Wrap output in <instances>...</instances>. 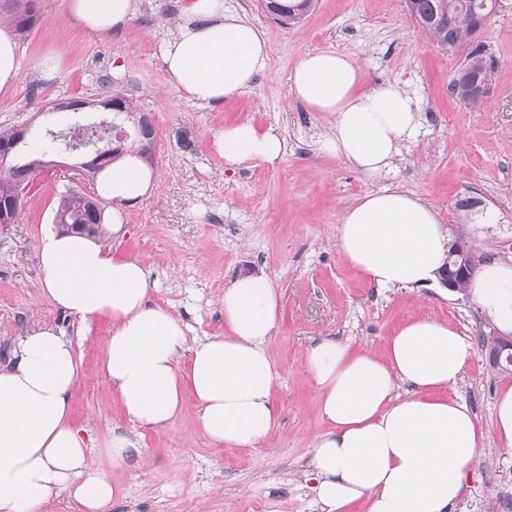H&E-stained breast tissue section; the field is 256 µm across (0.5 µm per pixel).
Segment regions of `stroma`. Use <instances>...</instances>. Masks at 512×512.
Masks as SVG:
<instances>
[{"instance_id": "obj_1", "label": "stroma", "mask_w": 512, "mask_h": 512, "mask_svg": "<svg viewBox=\"0 0 512 512\" xmlns=\"http://www.w3.org/2000/svg\"><path fill=\"white\" fill-rule=\"evenodd\" d=\"M32 2L38 20L18 43L21 68L15 91L0 94V127H28L35 139L65 125L47 115L50 103L83 102L80 114L91 118L98 102L117 92L148 114L157 133L158 185L130 208L117 247L142 262L153 300L177 313L194 338L223 333L230 275L261 267L273 275L281 294L271 343L280 426L256 449L216 448L189 406L167 429L136 432L101 370L111 321L82 329L41 287L37 247L55 228L59 193L90 192L95 184L74 177L78 158L65 150L50 154L33 179L18 223L0 230V362L33 328L50 325L71 338L79 376L70 414L95 438L93 461L117 485L108 512H266L271 501L278 512H309L312 493L299 466L325 428L318 393L299 372L309 342L333 336L379 354L395 327L415 315L446 321L473 341L490 323L451 291L372 287L340 255L336 226L366 192L396 187L432 205L455 244L489 259L512 255V12L477 36L496 70L473 108L448 91L464 52L448 53L418 33L404 0H316L288 28L264 0H225L232 13L266 31L270 64L245 94L209 107L176 89L160 55L184 0H136L129 24L103 37L77 25L68 0ZM319 50L348 54L366 85L402 80L415 99L420 133L388 175L369 178L318 152L316 141L333 119L296 100L288 76L302 54ZM44 66L55 69V79L42 78ZM242 120L280 127L286 151L277 166L225 167L211 135ZM466 198L475 206L464 214L457 204ZM510 383L512 375L492 369L486 349L476 348L457 392L483 431H490L497 395ZM116 432L138 434L142 456L113 464L104 444ZM469 488L464 512H512V450L487 443Z\"/></svg>"}]
</instances>
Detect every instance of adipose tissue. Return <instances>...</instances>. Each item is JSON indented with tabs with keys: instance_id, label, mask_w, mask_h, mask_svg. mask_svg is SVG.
Listing matches in <instances>:
<instances>
[{
	"instance_id": "adipose-tissue-1",
	"label": "adipose tissue",
	"mask_w": 512,
	"mask_h": 512,
	"mask_svg": "<svg viewBox=\"0 0 512 512\" xmlns=\"http://www.w3.org/2000/svg\"><path fill=\"white\" fill-rule=\"evenodd\" d=\"M71 15L100 36L123 29L135 0H69ZM265 33L228 14L224 0H185L165 40L162 61L184 97L200 106L237 98L269 64ZM293 96L335 119L322 154L365 176L391 171L421 124L412 96L389 82L362 87L345 54L304 53L289 76ZM225 166H276L285 154L277 125L245 120L212 136ZM158 174L128 149L96 181L110 207L113 238H122L130 206L150 198ZM336 238L344 260L372 286L426 288L448 260L451 234L432 207L396 188L365 193L343 214ZM50 302L89 325L109 318L103 372L129 421L170 426L195 402L199 429L213 445L253 449L280 425V375L270 349L280 294L266 271L238 274L224 287V333L186 345L188 326L150 299L143 264L81 234H50L38 249ZM466 293L512 334V258L484 263ZM187 357H180V349ZM474 354L447 323L413 317L389 337L383 355L351 351L332 337L312 342L302 372L316 388L327 428L311 445L307 477L321 512H453L484 436L456 389ZM79 373L73 344L51 326L19 338L0 367V512H41L59 495L83 512H106L117 488L92 460L93 439L72 423Z\"/></svg>"
}]
</instances>
